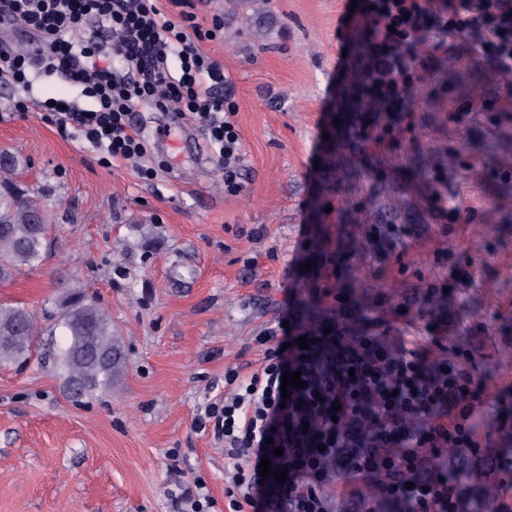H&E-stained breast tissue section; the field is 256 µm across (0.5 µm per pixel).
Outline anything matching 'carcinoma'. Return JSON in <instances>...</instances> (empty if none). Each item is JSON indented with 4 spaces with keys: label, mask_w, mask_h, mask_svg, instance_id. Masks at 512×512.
Segmentation results:
<instances>
[{
    "label": "carcinoma",
    "mask_w": 512,
    "mask_h": 512,
    "mask_svg": "<svg viewBox=\"0 0 512 512\" xmlns=\"http://www.w3.org/2000/svg\"><path fill=\"white\" fill-rule=\"evenodd\" d=\"M18 165L15 156L0 154V284L42 263L49 243L48 216L20 188ZM61 288L57 326L64 343L58 366L65 384L77 398L108 390L122 361L112 321L80 288L69 283ZM37 335L34 313L21 306L0 308V363L28 361Z\"/></svg>",
    "instance_id": "obj_1"
}]
</instances>
